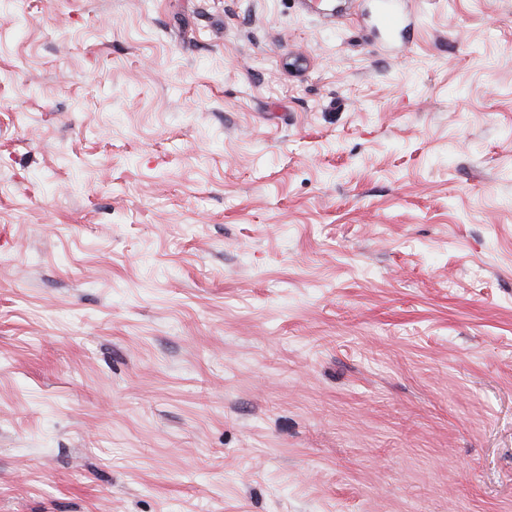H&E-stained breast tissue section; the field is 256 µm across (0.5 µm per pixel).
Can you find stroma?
I'll use <instances>...</instances> for the list:
<instances>
[{"mask_svg":"<svg viewBox=\"0 0 512 512\" xmlns=\"http://www.w3.org/2000/svg\"><path fill=\"white\" fill-rule=\"evenodd\" d=\"M0 0V512H512V0ZM374 28L389 38L409 37L414 27L410 13L403 9L402 0H380Z\"/></svg>","mask_w":512,"mask_h":512,"instance_id":"35a3bbf8","label":"stroma"}]
</instances>
